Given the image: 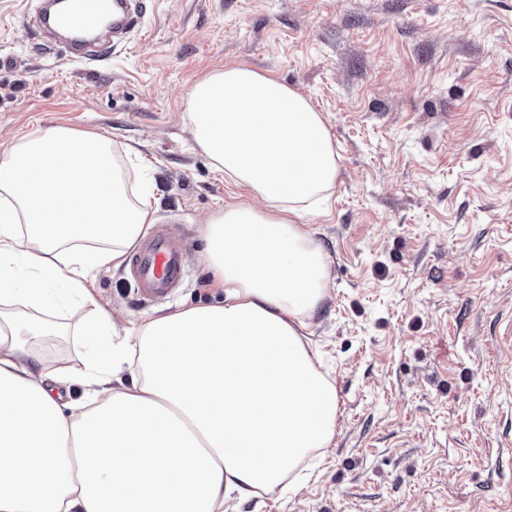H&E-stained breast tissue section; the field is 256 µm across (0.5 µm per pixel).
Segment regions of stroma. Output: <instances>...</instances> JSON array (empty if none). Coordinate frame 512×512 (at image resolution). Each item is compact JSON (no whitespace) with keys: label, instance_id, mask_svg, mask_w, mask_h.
Returning a JSON list of instances; mask_svg holds the SVG:
<instances>
[{"label":"stroma","instance_id":"stroma-1","mask_svg":"<svg viewBox=\"0 0 512 512\" xmlns=\"http://www.w3.org/2000/svg\"><path fill=\"white\" fill-rule=\"evenodd\" d=\"M321 112L340 176L305 214L330 261L306 335L340 406L287 488L224 512H512V0H145L110 58L70 60L0 0V143L55 125L152 167L155 226L187 241L170 297L128 265L94 293L117 325L214 304L198 227L248 202L195 145L185 90L234 64ZM41 359L78 364L77 318Z\"/></svg>","mask_w":512,"mask_h":512}]
</instances>
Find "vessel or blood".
<instances>
[{"label": "vessel or blood", "mask_w": 512, "mask_h": 512, "mask_svg": "<svg viewBox=\"0 0 512 512\" xmlns=\"http://www.w3.org/2000/svg\"><path fill=\"white\" fill-rule=\"evenodd\" d=\"M112 13V35L94 42L87 35L96 29L102 9ZM97 0H68L64 12H56L52 0H36V22L45 30L66 28V50L72 60L90 61L110 56L114 38L132 31L139 18L133 0H111L108 7ZM131 272L138 292L147 298L163 297L179 287L183 277V246L163 234L143 242L131 257Z\"/></svg>", "instance_id": "vessel-or-blood-1"}]
</instances>
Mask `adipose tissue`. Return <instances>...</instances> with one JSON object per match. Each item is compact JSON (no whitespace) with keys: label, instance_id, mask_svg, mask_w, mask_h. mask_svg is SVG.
I'll list each match as a JSON object with an SVG mask.
<instances>
[{"label":"adipose tissue","instance_id":"ef3b65f1","mask_svg":"<svg viewBox=\"0 0 512 512\" xmlns=\"http://www.w3.org/2000/svg\"><path fill=\"white\" fill-rule=\"evenodd\" d=\"M196 146L250 203L201 225L223 301L118 328L90 292L154 222L103 135L39 129L0 147V512H222L276 488L335 434L339 398L303 340L330 285L298 216L339 176L320 112L237 64L195 81ZM81 322L80 366L35 368L52 313Z\"/></svg>","mask_w":512,"mask_h":512}]
</instances>
